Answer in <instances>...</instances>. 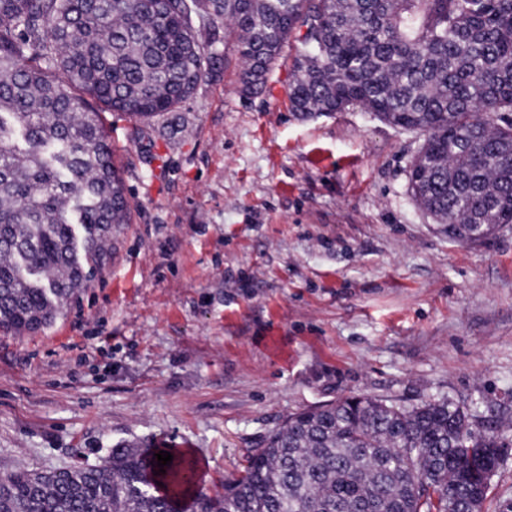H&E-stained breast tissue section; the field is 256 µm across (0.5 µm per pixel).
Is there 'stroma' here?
I'll use <instances>...</instances> for the list:
<instances>
[{
	"label": "stroma",
	"instance_id": "35a3bbf8",
	"mask_svg": "<svg viewBox=\"0 0 512 512\" xmlns=\"http://www.w3.org/2000/svg\"><path fill=\"white\" fill-rule=\"evenodd\" d=\"M195 93L135 137L103 125L132 206L68 313L0 333V472L189 448L212 492L292 413L349 394L447 398L498 420L485 512L512 502V224L442 234L412 200L421 139L361 108H288V41L239 90L224 30Z\"/></svg>",
	"mask_w": 512,
	"mask_h": 512
}]
</instances>
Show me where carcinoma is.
<instances>
[{"mask_svg": "<svg viewBox=\"0 0 512 512\" xmlns=\"http://www.w3.org/2000/svg\"><path fill=\"white\" fill-rule=\"evenodd\" d=\"M224 27L245 93L288 38L291 111L359 107L422 137L414 201L448 237L512 224V0H0V331L35 333L102 268L131 207L101 110L148 124L211 64ZM504 444L446 399L349 395L302 410L223 491L181 495L193 465L126 444L42 481L5 473L0 512H484Z\"/></svg>", "mask_w": 512, "mask_h": 512, "instance_id": "1", "label": "carcinoma"}]
</instances>
